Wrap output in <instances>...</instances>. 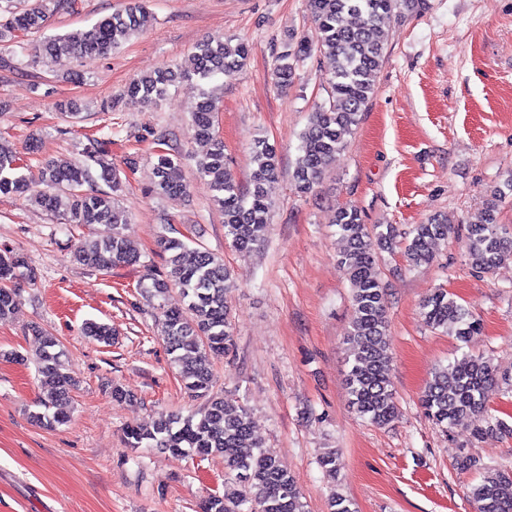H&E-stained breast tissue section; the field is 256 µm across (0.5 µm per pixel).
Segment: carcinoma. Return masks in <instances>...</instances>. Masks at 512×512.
<instances>
[{"instance_id": "carcinoma-1", "label": "carcinoma", "mask_w": 512, "mask_h": 512, "mask_svg": "<svg viewBox=\"0 0 512 512\" xmlns=\"http://www.w3.org/2000/svg\"><path fill=\"white\" fill-rule=\"evenodd\" d=\"M404 1L420 12L427 0H308L315 23V36L301 38L295 46L276 57L275 76L286 86L294 72V62L316 51L336 60L327 103L312 113L302 131L299 154L292 172L296 192L309 193L360 122L375 92V78L386 55L387 26ZM75 0H35L32 7L12 11L0 23V41L16 33L40 30L50 14L72 8ZM358 22L343 24L344 15ZM153 19L142 5L98 19L95 23L63 35L45 37L35 50L37 61L47 64L61 56L82 59L103 56L143 31ZM250 53L244 41L231 43L221 37L200 43L188 69L164 68L130 82L123 98L131 104L150 105L160 100L176 82L197 77L212 80L239 72ZM219 86L203 92L189 110V125L194 138L207 150L196 159L197 173L210 181L214 201L224 215V237L240 253L250 254L265 242L273 208V191L280 166L273 146L264 138L251 147L252 163L249 188L241 191L226 170L224 139L216 131L220 99ZM112 143V135L101 134L89 140L81 161H48L34 178L19 172L16 152L0 143V193H30V200L67 224H101L109 231L75 250L76 260L87 267L110 271L118 265L138 262L139 256L122 234L129 223L127 211L108 192H87L83 186L92 179L91 163L100 165V177L119 187L115 170L101 164L103 147ZM181 158L159 152L155 164L154 192L175 200L187 187L175 177ZM512 196V171L503 186L492 192L484 211L470 222L465 251L471 269L487 273L504 259H512V234L498 223L503 200ZM333 223L339 227L346 247L339 264L352 284L355 315L347 335L352 345V361L347 376L348 394L353 411L376 426L393 421L397 405L395 391L387 371L390 361L385 288L379 257L404 245L407 260L418 266L433 260V245L448 238L450 227L438 219L416 224L409 237L397 240L395 229L377 232L364 223L355 209L336 208ZM168 253L167 278L154 279L152 288L163 295L172 285L180 288L185 304L162 311L161 331L172 363L179 368L185 387L205 400L195 415L163 417L153 425L129 426L125 438L132 448H165L174 453L224 459V493L208 497L201 512H241L251 504L250 512H306L305 503L293 474L276 457L257 449L247 410L230 405L227 397L213 392V359L227 354L234 346L228 297L234 288L224 260L178 238L162 240ZM35 280L22 257L10 251L0 253V319L16 308L14 287L17 281ZM427 325L441 329L460 341L481 333L480 320L459 304L448 292L438 289L421 305ZM85 336L99 342L112 340V328L101 322L87 321ZM63 352L56 337L42 336L38 354V376L46 392L37 401L38 410L30 413L33 422L43 426L64 424L68 416L61 411L69 399L73 380L67 371ZM497 369L483 356L465 355L452 366L436 371L421 395V406L428 416L446 429L471 418L474 436L481 438L493 431L512 433V427L493 416L487 406L488 392L499 386ZM318 465L330 482V512H355L350 501L336 489L341 470L340 455L323 452ZM482 482L473 489L478 512H512V471L484 467Z\"/></svg>"}]
</instances>
